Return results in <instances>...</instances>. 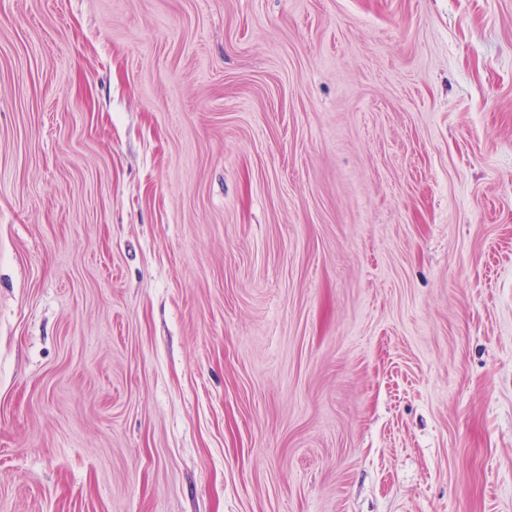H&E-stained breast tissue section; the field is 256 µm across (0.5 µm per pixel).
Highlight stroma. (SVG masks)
Segmentation results:
<instances>
[{
	"instance_id": "obj_1",
	"label": "stroma",
	"mask_w": 512,
	"mask_h": 512,
	"mask_svg": "<svg viewBox=\"0 0 512 512\" xmlns=\"http://www.w3.org/2000/svg\"><path fill=\"white\" fill-rule=\"evenodd\" d=\"M0 512H512V0H0Z\"/></svg>"
}]
</instances>
